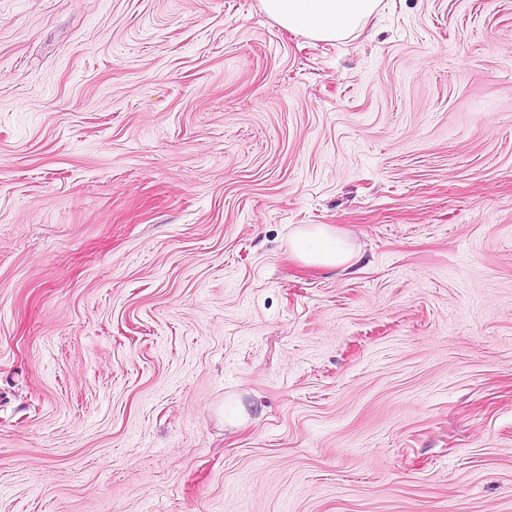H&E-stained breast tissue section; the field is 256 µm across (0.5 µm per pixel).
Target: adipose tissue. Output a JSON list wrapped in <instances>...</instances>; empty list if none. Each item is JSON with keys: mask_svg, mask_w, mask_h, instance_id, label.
I'll use <instances>...</instances> for the list:
<instances>
[{"mask_svg": "<svg viewBox=\"0 0 512 512\" xmlns=\"http://www.w3.org/2000/svg\"><path fill=\"white\" fill-rule=\"evenodd\" d=\"M381 0H260L262 10L288 31L308 39L334 43L361 33L377 15ZM289 250L298 260L318 267L351 264L354 252L323 225L295 229Z\"/></svg>", "mask_w": 512, "mask_h": 512, "instance_id": "1", "label": "adipose tissue"}]
</instances>
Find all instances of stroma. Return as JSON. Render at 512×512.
Wrapping results in <instances>:
<instances>
[{"label":"stroma","mask_w":512,"mask_h":512,"mask_svg":"<svg viewBox=\"0 0 512 512\" xmlns=\"http://www.w3.org/2000/svg\"><path fill=\"white\" fill-rule=\"evenodd\" d=\"M0 512H512V0H0ZM381 0H260L261 9L288 31L334 43L361 33ZM289 251L306 264L324 268L351 264L355 257L348 243L325 225L295 229L289 235Z\"/></svg>","instance_id":"stroma-1"}]
</instances>
